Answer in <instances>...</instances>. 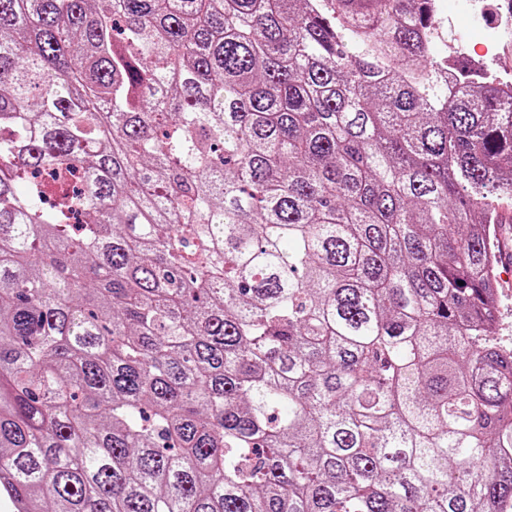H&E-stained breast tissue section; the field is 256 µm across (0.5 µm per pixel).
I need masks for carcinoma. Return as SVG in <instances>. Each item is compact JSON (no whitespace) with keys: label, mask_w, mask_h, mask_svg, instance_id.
I'll return each instance as SVG.
<instances>
[{"label":"carcinoma","mask_w":512,"mask_h":512,"mask_svg":"<svg viewBox=\"0 0 512 512\" xmlns=\"http://www.w3.org/2000/svg\"><path fill=\"white\" fill-rule=\"evenodd\" d=\"M433 0H0L20 512H496L512 92ZM448 63L451 64V60L454 56L453 51H461L464 55L468 56L472 62L474 63L473 69L477 72V74L485 76V77H494L497 82H500V86L504 89H507L511 86L512 88V80H504L500 76L493 75L490 71H488L483 65L485 61L490 57H495L496 53H489L488 50L484 52H476L475 50H471L468 42H465L461 37H459L452 30L448 31Z\"/></svg>","instance_id":"obj_1"}]
</instances>
